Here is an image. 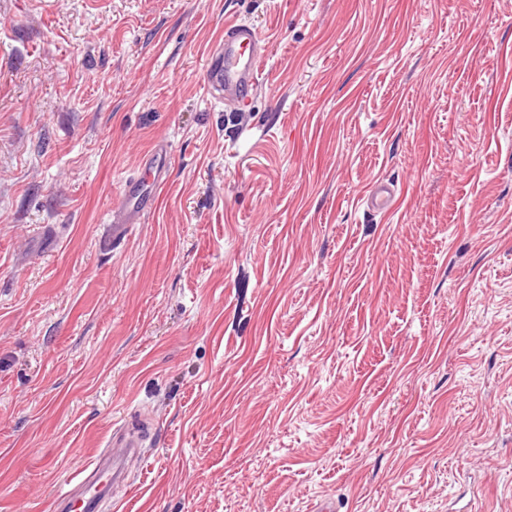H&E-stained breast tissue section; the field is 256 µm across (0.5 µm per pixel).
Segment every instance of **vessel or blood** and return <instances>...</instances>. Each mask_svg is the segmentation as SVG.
Listing matches in <instances>:
<instances>
[{
  "instance_id": "obj_1",
  "label": "vessel or blood",
  "mask_w": 512,
  "mask_h": 512,
  "mask_svg": "<svg viewBox=\"0 0 512 512\" xmlns=\"http://www.w3.org/2000/svg\"><path fill=\"white\" fill-rule=\"evenodd\" d=\"M261 37L251 26L228 20L224 37L206 54L204 82L210 96L223 93L247 101L261 85ZM171 164V148L158 141L145 155L139 174L123 181L112 206V224L124 228L139 223L153 207L157 189L165 182ZM396 188L386 180L371 183L364 196L368 208L388 211L395 200ZM146 433L130 427H117L108 448L79 473L68 489L54 499L53 512H98L109 502L111 512H122L120 492L129 483L128 458L144 453Z\"/></svg>"
}]
</instances>
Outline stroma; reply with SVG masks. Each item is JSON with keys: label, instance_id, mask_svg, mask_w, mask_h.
Listing matches in <instances>:
<instances>
[{"label": "stroma", "instance_id": "obj_1", "mask_svg": "<svg viewBox=\"0 0 512 512\" xmlns=\"http://www.w3.org/2000/svg\"><path fill=\"white\" fill-rule=\"evenodd\" d=\"M134 416L129 512H512V0H0V512ZM261 37L251 26L224 21V39L206 54L204 82L213 98L229 93L245 102L261 86ZM171 156L168 143L158 141L145 155L140 173L123 181L119 196L112 206L114 229L140 223L141 218L152 209L155 193L166 180ZM395 197V185L388 180H377L369 185L363 200L372 211L386 212L392 207Z\"/></svg>", "mask_w": 512, "mask_h": 512}]
</instances>
